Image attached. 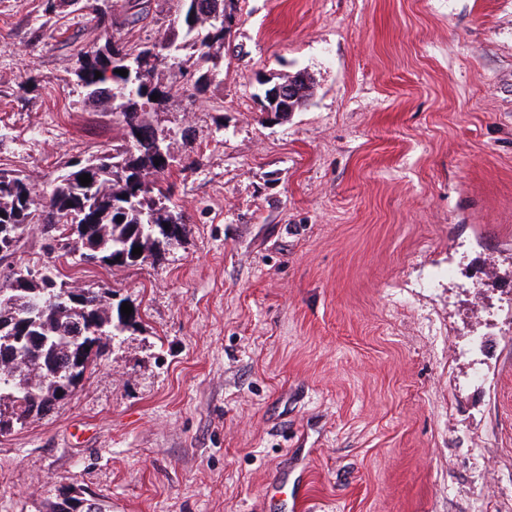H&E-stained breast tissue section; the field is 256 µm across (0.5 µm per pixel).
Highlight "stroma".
I'll return each instance as SVG.
<instances>
[{
    "label": "stroma",
    "instance_id": "obj_1",
    "mask_svg": "<svg viewBox=\"0 0 512 512\" xmlns=\"http://www.w3.org/2000/svg\"><path fill=\"white\" fill-rule=\"evenodd\" d=\"M143 3L107 0L99 40L158 38L175 4ZM239 8L206 95L156 117L180 240L60 265L139 318L0 435V512H512V0ZM92 18L0 0V168L43 190L120 131L62 47ZM299 87L300 80L296 77L288 79V87L286 88H282L279 85H276L275 91L272 93L273 98L276 99L275 102L278 100H283L286 102V104L281 105L278 112L271 113V117L274 122H281L287 119L291 112L296 111V108L301 102L299 97ZM101 500L69 496L55 502L50 512H106Z\"/></svg>",
    "mask_w": 512,
    "mask_h": 512
}]
</instances>
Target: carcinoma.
Here are the masks:
<instances>
[{
    "mask_svg": "<svg viewBox=\"0 0 512 512\" xmlns=\"http://www.w3.org/2000/svg\"><path fill=\"white\" fill-rule=\"evenodd\" d=\"M180 13L160 39L147 46L107 40L88 50L70 43L77 84L87 98L107 106L122 119L152 132L148 115L170 96V87L155 80L157 62L167 59L174 74L192 82L197 95L206 94L214 71L223 66L220 50L231 34L224 13L238 16V0H179ZM125 69L123 77L115 70ZM102 77L95 78V72ZM157 96L152 100L151 96ZM91 182L83 186L72 171L58 175L44 194L27 177H0V324L24 313L26 330H0V418L13 417L23 425L42 413L43 404L58 392L76 388L74 374L89 369L103 353L105 341L125 330L122 303L112 290L80 288L85 304L68 303L73 289L56 276H32L19 282L27 267L14 262L31 227L39 228L48 244L73 226L75 243L65 254L83 257L96 244L108 257L106 266L136 263L142 253L156 254L168 243L165 225L185 227L181 212L171 203L165 170L155 156L138 148L121 133V142L85 160ZM50 512H105L101 500L69 496Z\"/></svg>",
    "mask_w": 512,
    "mask_h": 512,
    "instance_id": "obj_1",
    "label": "carcinoma"
}]
</instances>
